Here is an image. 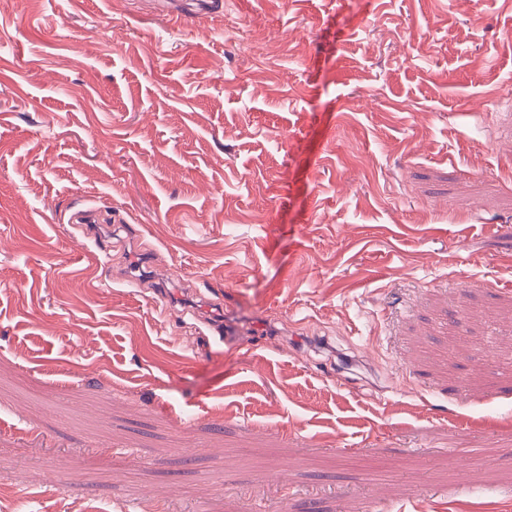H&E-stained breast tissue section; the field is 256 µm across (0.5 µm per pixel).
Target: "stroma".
Returning <instances> with one entry per match:
<instances>
[{
  "instance_id": "35a3bbf8",
  "label": "stroma",
  "mask_w": 512,
  "mask_h": 512,
  "mask_svg": "<svg viewBox=\"0 0 512 512\" xmlns=\"http://www.w3.org/2000/svg\"><path fill=\"white\" fill-rule=\"evenodd\" d=\"M223 2L0 0V512H512V0Z\"/></svg>"
}]
</instances>
